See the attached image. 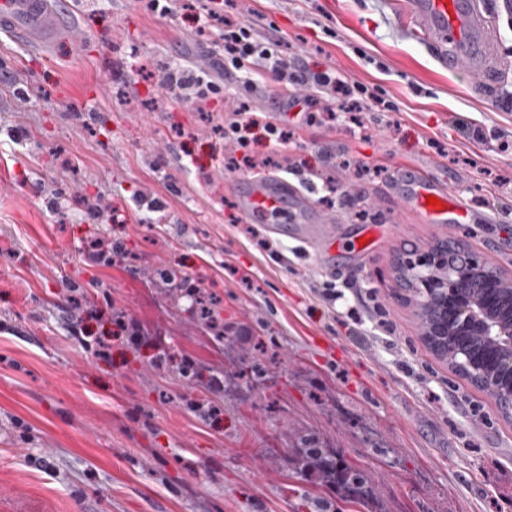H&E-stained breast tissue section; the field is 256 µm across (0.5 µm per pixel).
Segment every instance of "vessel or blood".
<instances>
[{
	"instance_id": "obj_1",
	"label": "vessel or blood",
	"mask_w": 512,
	"mask_h": 512,
	"mask_svg": "<svg viewBox=\"0 0 512 512\" xmlns=\"http://www.w3.org/2000/svg\"><path fill=\"white\" fill-rule=\"evenodd\" d=\"M399 6L414 33L431 47L443 65L454 69L466 64L481 75L491 70L499 80L512 74L507 66L493 64L492 36L496 28L480 10L478 0H400ZM65 30L57 0H0V34L31 52H43ZM235 193L247 220L265 225L270 232L282 236L297 232L306 241L331 236L324 225L314 223L307 191L287 177L275 174L256 181L243 176L235 185ZM431 196L437 199V206H428ZM405 199L430 223L469 221L467 210L426 174L418 172L411 177Z\"/></svg>"
}]
</instances>
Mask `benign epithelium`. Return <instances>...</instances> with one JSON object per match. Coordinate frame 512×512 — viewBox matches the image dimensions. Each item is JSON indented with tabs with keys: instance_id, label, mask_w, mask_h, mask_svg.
Masks as SVG:
<instances>
[{
	"instance_id": "1",
	"label": "benign epithelium",
	"mask_w": 512,
	"mask_h": 512,
	"mask_svg": "<svg viewBox=\"0 0 512 512\" xmlns=\"http://www.w3.org/2000/svg\"><path fill=\"white\" fill-rule=\"evenodd\" d=\"M457 264L466 272H456L440 281L435 269L444 264L439 252L427 251L408 261L404 268L416 281L417 303L442 320L456 323L459 335L485 337L491 353L468 358L472 376L482 382L486 392L506 416L512 414V275L492 272L501 287L472 282L468 269L476 266L466 247L455 246Z\"/></svg>"
}]
</instances>
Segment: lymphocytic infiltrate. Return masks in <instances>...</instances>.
Wrapping results in <instances>:
<instances>
[{"instance_id":"1","label":"lymphocytic infiltrate","mask_w":512,"mask_h":512,"mask_svg":"<svg viewBox=\"0 0 512 512\" xmlns=\"http://www.w3.org/2000/svg\"><path fill=\"white\" fill-rule=\"evenodd\" d=\"M197 16L199 33H217L221 41L225 78L234 79L244 92L236 108L224 116V139L237 151L228 163L230 171L267 165L272 154L298 141L303 124L332 126L343 112L360 129L362 113L397 109L380 89L354 81L336 68L314 71L307 67L303 54L285 56L284 38L261 34L240 16L236 0H227L224 13L201 8ZM266 87L283 97L288 118L273 123L252 111L247 93Z\"/></svg>"}]
</instances>
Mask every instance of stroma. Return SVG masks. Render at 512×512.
<instances>
[{
    "label": "stroma",
    "instance_id": "35a3bbf8",
    "mask_svg": "<svg viewBox=\"0 0 512 512\" xmlns=\"http://www.w3.org/2000/svg\"><path fill=\"white\" fill-rule=\"evenodd\" d=\"M63 9L76 31L49 56L0 35V512H317L325 492L297 463L311 438L374 488L337 489L335 512H512V420L423 344L396 274L399 259L446 240L512 271V77L486 85L442 65L390 0H241L290 52L399 107L364 114L360 133L343 116L306 128L287 148L311 166L314 207L335 235L327 250L230 223L238 175L218 127L234 96L176 101L161 82L177 65L224 81L194 13L162 17L144 0ZM408 166L470 222L427 223L401 194ZM344 189L353 206L339 203ZM155 198L162 208H149ZM97 234L124 262L83 261ZM160 267L203 283L225 333L156 282ZM323 281L356 318L312 296ZM73 287L83 311L64 301ZM377 305L394 334L370 332ZM120 311L144 323L138 345L117 336ZM77 320L90 341L68 335ZM98 338L110 357H96ZM185 356L192 378L155 368ZM216 373L221 413L205 420L186 401Z\"/></svg>",
    "mask_w": 512,
    "mask_h": 512
}]
</instances>
